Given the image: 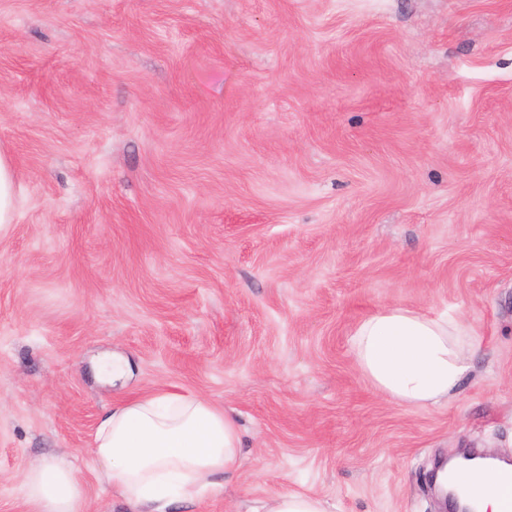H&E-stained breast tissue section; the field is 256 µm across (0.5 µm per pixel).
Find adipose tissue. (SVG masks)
<instances>
[{
    "instance_id": "obj_1",
    "label": "adipose tissue",
    "mask_w": 512,
    "mask_h": 512,
    "mask_svg": "<svg viewBox=\"0 0 512 512\" xmlns=\"http://www.w3.org/2000/svg\"><path fill=\"white\" fill-rule=\"evenodd\" d=\"M479 345L463 322L400 306L369 315L350 339L357 369L379 394L421 409L447 403ZM92 454L129 512H168L173 503L221 491V476L242 462L233 417L178 386L116 402L97 426ZM22 487L34 512H82V488L66 458L30 465Z\"/></svg>"
}]
</instances>
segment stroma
<instances>
[{"mask_svg":"<svg viewBox=\"0 0 512 512\" xmlns=\"http://www.w3.org/2000/svg\"><path fill=\"white\" fill-rule=\"evenodd\" d=\"M0 154V512L56 456L120 512L99 419L169 385L244 457L172 512H439L436 459L512 457V0H0ZM390 305L482 336L447 404L356 370ZM15 188L11 164L0 154V232L15 218ZM257 512H326V508L316 496L285 491L271 496Z\"/></svg>","mask_w":512,"mask_h":512,"instance_id":"1","label":"stroma"}]
</instances>
